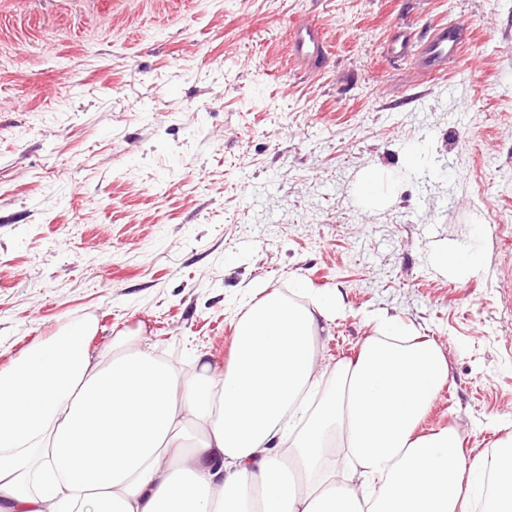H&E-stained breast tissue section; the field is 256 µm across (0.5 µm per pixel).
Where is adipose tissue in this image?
<instances>
[{
  "mask_svg": "<svg viewBox=\"0 0 512 512\" xmlns=\"http://www.w3.org/2000/svg\"><path fill=\"white\" fill-rule=\"evenodd\" d=\"M340 295L272 293L237 323L230 362L175 370L92 321L0 370V512H512V434L464 455L417 428L448 381L433 340L380 333L329 365L315 341Z\"/></svg>",
  "mask_w": 512,
  "mask_h": 512,
  "instance_id": "1",
  "label": "adipose tissue"
}]
</instances>
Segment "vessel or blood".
<instances>
[{"instance_id": "b4317fda", "label": "vessel or blood", "mask_w": 512, "mask_h": 512, "mask_svg": "<svg viewBox=\"0 0 512 512\" xmlns=\"http://www.w3.org/2000/svg\"><path fill=\"white\" fill-rule=\"evenodd\" d=\"M468 37L456 24H443L434 29L421 48H414V36L405 28L394 31L388 50L396 58H412L416 68L425 73L441 74L449 64L459 62ZM291 48L298 66L317 68L324 59V41L319 26L303 22L291 35Z\"/></svg>"}]
</instances>
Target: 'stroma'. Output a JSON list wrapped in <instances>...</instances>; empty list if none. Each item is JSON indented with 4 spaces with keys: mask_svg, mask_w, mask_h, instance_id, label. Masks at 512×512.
<instances>
[{
    "mask_svg": "<svg viewBox=\"0 0 512 512\" xmlns=\"http://www.w3.org/2000/svg\"><path fill=\"white\" fill-rule=\"evenodd\" d=\"M325 60L297 66L295 24ZM464 26L428 77L395 27ZM383 176L365 207L361 178ZM477 250V273L442 270ZM339 292L329 364L397 316L449 378L418 430L512 424V0H0V369L88 319L225 367L244 300ZM291 48L298 66L317 68L325 55L321 28L308 22L300 23L291 34ZM440 265L448 269V265L467 269L468 271H478L481 265V259L478 253L472 251H459L452 254L444 253L439 258Z\"/></svg>",
    "mask_w": 512,
    "mask_h": 512,
    "instance_id": "stroma-1",
    "label": "stroma"
}]
</instances>
